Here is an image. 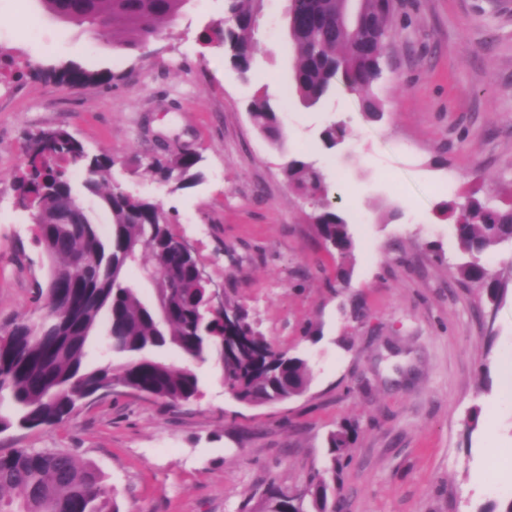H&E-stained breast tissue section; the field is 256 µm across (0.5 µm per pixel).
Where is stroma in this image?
I'll list each match as a JSON object with an SVG mask.
<instances>
[{
    "label": "stroma",
    "mask_w": 512,
    "mask_h": 512,
    "mask_svg": "<svg viewBox=\"0 0 512 512\" xmlns=\"http://www.w3.org/2000/svg\"><path fill=\"white\" fill-rule=\"evenodd\" d=\"M285 8L265 0L261 68L245 83L206 41L224 0H188L141 49L36 0L23 27L14 0H0V43L30 60L0 74V326L40 313L49 263L14 177L31 136L63 126L89 154L112 156L105 187L161 203L211 282L312 373L303 395L250 405L226 393L217 366L198 364L195 400H89L62 423L1 432L0 454L69 452L103 473L120 512H257L267 484L303 489L327 433L350 422L358 436L336 481L348 512H489L512 498L502 491L512 466L499 459L512 448V246L482 256L506 288L494 310L449 271L458 252L438 206L468 190L512 198V0H394L383 119L342 93L295 101L280 113L279 148L247 105L255 83L276 101L290 83ZM70 63L112 78L73 87L57 75ZM334 122L347 135L329 149L320 133ZM166 150L200 154L203 180L178 191L157 181L146 163ZM296 155L316 162L345 212L350 258L327 252L312 201L289 187L283 168Z\"/></svg>",
    "instance_id": "stroma-1"
}]
</instances>
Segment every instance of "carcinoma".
<instances>
[{
    "label": "carcinoma",
    "instance_id": "obj_1",
    "mask_svg": "<svg viewBox=\"0 0 512 512\" xmlns=\"http://www.w3.org/2000/svg\"><path fill=\"white\" fill-rule=\"evenodd\" d=\"M57 19L90 30L110 26L121 31L123 46L140 48L157 35L160 24L175 19L188 0H39ZM264 0H224V27L215 40L239 77L247 81L259 53L252 34L258 27ZM288 36L297 49L291 84L285 96L314 106L341 89L358 98L366 119L380 121L384 109L375 93L383 78L381 47L390 34V0H363L349 23L341 22L342 0H286ZM77 86H94L111 75L89 72L71 63L60 70ZM247 110L254 127L273 145L282 146L277 109L267 92L258 89ZM346 136L340 123L328 125L321 141L328 149ZM196 153L153 158L147 170L178 191L201 177ZM83 162L89 177L86 192L101 195L112 214L108 233L100 232L93 215L71 182L67 165ZM112 157L91 155L65 128L42 130L31 138L24 171L16 178L21 204L32 205L36 241L51 261L46 283L52 314L21 320L0 334V432L12 427L34 428L62 422L77 403L125 388L165 403L189 402L199 394V378L189 367H177L157 357L174 349L186 359L221 365L224 387L239 401L257 405L289 400L310 383L308 360L281 350L254 328L248 314L235 308L233 335L224 324L209 322L210 336L199 335L198 321L206 292L197 280V261L177 248L176 235L160 204L112 189L100 194V180L113 166ZM291 187L313 198L311 215L330 254L345 259L354 248L342 209L328 201L326 177L315 162L294 157L284 167ZM453 234L468 260L452 271L480 285L491 304L505 293L504 284L482 262L489 247L512 244V204L463 192L443 205ZM144 252L150 267L169 281L167 311L161 316L155 301L141 296L130 275L134 256ZM127 361L85 367L91 343ZM356 428L342 424L327 437L328 464L314 472L296 494L269 484L261 491L266 512H340L336 484L350 460ZM0 512H119L112 487L91 464L80 465L65 451L20 448L0 455Z\"/></svg>",
    "mask_w": 512,
    "mask_h": 512
}]
</instances>
